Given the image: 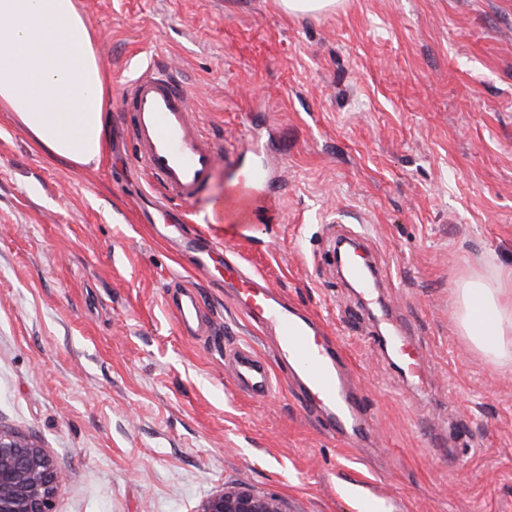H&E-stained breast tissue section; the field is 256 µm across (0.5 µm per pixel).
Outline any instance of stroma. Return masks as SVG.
Wrapping results in <instances>:
<instances>
[{"instance_id": "obj_1", "label": "stroma", "mask_w": 512, "mask_h": 512, "mask_svg": "<svg viewBox=\"0 0 512 512\" xmlns=\"http://www.w3.org/2000/svg\"><path fill=\"white\" fill-rule=\"evenodd\" d=\"M111 79L106 150L84 174L48 162L0 112V425L64 470L55 512H196L244 485L288 512H512V371L459 336L454 290L512 265V0H344L317 18L277 0H78ZM161 61L224 146L203 197L163 200L134 166L119 92ZM281 186L247 223L210 219L237 141ZM358 239L374 294L337 270ZM226 245L205 273L184 241ZM265 278L345 346L371 408L368 446L320 426L278 384L235 390L224 349L271 353L224 281ZM193 286L203 331L166 303ZM421 352L406 373L384 336Z\"/></svg>"}]
</instances>
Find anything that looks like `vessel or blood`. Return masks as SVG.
Segmentation results:
<instances>
[{
	"label": "vessel or blood",
	"mask_w": 512,
	"mask_h": 512,
	"mask_svg": "<svg viewBox=\"0 0 512 512\" xmlns=\"http://www.w3.org/2000/svg\"><path fill=\"white\" fill-rule=\"evenodd\" d=\"M135 143L133 161L165 198L188 205L195 203L208 185L222 157V149L199 129L188 103L185 87L165 65L159 64L129 82L121 95ZM239 203L253 205L254 187L276 194L267 166L245 165L238 173ZM226 275L239 282L238 294L250 316L277 338L281 353L295 365L302 383L305 406L325 413L329 433L343 437L360 433L367 405L360 389L349 378L343 345L322 343L312 320L281 303L261 280L242 266L225 267ZM397 359L410 374H418L419 352L411 342L391 337ZM236 388L257 398L270 395L274 380L266 364L247 348L224 356Z\"/></svg>",
	"instance_id": "1"
}]
</instances>
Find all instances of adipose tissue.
<instances>
[{
	"label": "adipose tissue",
	"instance_id": "obj_1",
	"mask_svg": "<svg viewBox=\"0 0 512 512\" xmlns=\"http://www.w3.org/2000/svg\"><path fill=\"white\" fill-rule=\"evenodd\" d=\"M108 84L76 0H0V112L45 157L78 173L105 146ZM459 335L487 360L512 366V268L495 265L455 290Z\"/></svg>",
	"mask_w": 512,
	"mask_h": 512
}]
</instances>
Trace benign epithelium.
I'll return each mask as SVG.
<instances>
[{
  "label": "benign epithelium",
  "mask_w": 512,
  "mask_h": 512,
  "mask_svg": "<svg viewBox=\"0 0 512 512\" xmlns=\"http://www.w3.org/2000/svg\"><path fill=\"white\" fill-rule=\"evenodd\" d=\"M65 473L40 445L0 429V512H55ZM196 512H287L281 498L248 487L219 490Z\"/></svg>",
  "instance_id": "7a95c632"
}]
</instances>
